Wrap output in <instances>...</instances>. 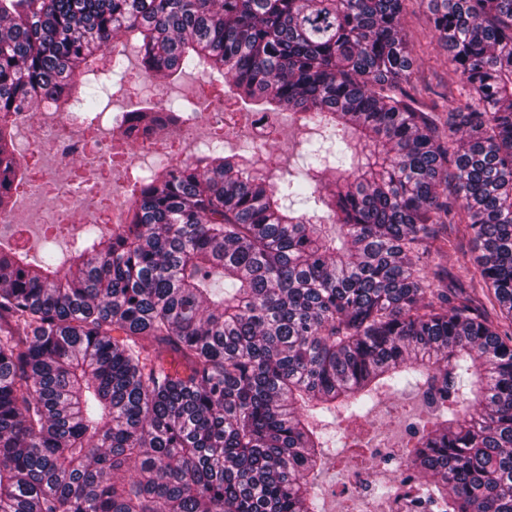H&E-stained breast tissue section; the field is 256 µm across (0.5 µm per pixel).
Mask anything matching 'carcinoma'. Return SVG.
<instances>
[{"instance_id":"cac0c4a2","label":"carcinoma","mask_w":512,"mask_h":512,"mask_svg":"<svg viewBox=\"0 0 512 512\" xmlns=\"http://www.w3.org/2000/svg\"><path fill=\"white\" fill-rule=\"evenodd\" d=\"M408 0H0V218L16 128L101 118L98 62L223 79L306 131L135 166L118 224L61 254L0 242V512H325L319 478L382 398L429 419L399 452L435 512H512V0H428L465 98L406 90ZM186 107L149 101L124 134ZM490 306L435 284L448 227ZM276 140L273 143V155L278 160L279 166H288V161H294V154L297 150V142L301 137V131L292 119L285 112L280 117Z\"/></svg>"}]
</instances>
